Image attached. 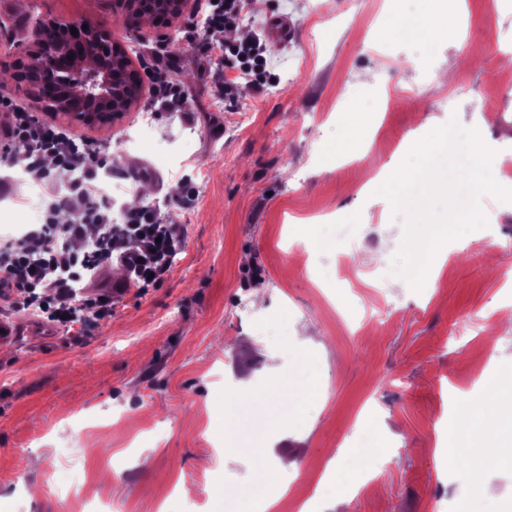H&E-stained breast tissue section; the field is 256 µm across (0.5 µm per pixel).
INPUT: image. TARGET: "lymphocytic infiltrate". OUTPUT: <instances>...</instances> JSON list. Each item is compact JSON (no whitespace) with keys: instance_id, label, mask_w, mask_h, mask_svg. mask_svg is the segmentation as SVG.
Listing matches in <instances>:
<instances>
[{"instance_id":"f902f5d3","label":"lymphocytic infiltrate","mask_w":512,"mask_h":512,"mask_svg":"<svg viewBox=\"0 0 512 512\" xmlns=\"http://www.w3.org/2000/svg\"><path fill=\"white\" fill-rule=\"evenodd\" d=\"M206 56L224 65L212 87L215 97L234 100L240 91L239 74L250 77L252 91H261L274 75L267 65L265 48L259 40L234 43H204ZM9 134L25 145L23 159L29 169H40L44 158L71 169L91 164L96 151L89 142L78 143L62 130L41 124L24 110H16ZM78 209L79 221L61 224L57 216ZM93 247H86V239ZM182 246L175 222L142 207L129 212L122 224L111 221L107 208L97 205L84 181H75L69 194L49 205L45 223L22 237L0 243V283L24 293L29 305L39 308L59 325L89 326L112 314V297L102 293L78 296L75 284L99 268L119 262L126 271L127 288H151L169 272L173 257Z\"/></svg>"}]
</instances>
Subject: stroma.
Listing matches in <instances>:
<instances>
[{"instance_id":"1","label":"stroma","mask_w":512,"mask_h":512,"mask_svg":"<svg viewBox=\"0 0 512 512\" xmlns=\"http://www.w3.org/2000/svg\"><path fill=\"white\" fill-rule=\"evenodd\" d=\"M452 39L382 37L387 18L417 19L410 0H255L239 25L261 38L276 91H246L216 106L221 66L203 41L227 42L203 15L129 30L110 0H0V130L14 108L94 143L100 169L129 187L113 211L155 205L184 235L165 280L117 302L111 318L78 338L23 334L0 342V512H78L66 493L88 474L93 505L118 512H256L258 479L285 488L272 512H512V332L496 321L512 308V202L486 195L493 227L447 244L436 279L414 291L391 266L404 232L376 195L381 167L398 168L414 139L457 119L492 149L512 145V0H440ZM287 18L288 42L272 37ZM108 29L143 78L137 105L89 126L36 106L18 87L40 22ZM185 58L179 80L188 114L169 111L152 89L165 66L145 44ZM368 110L361 151L343 148L356 111ZM151 115L147 139L135 129ZM0 134V237L38 224L26 205L67 187L57 169L29 177L12 165ZM360 249L335 276L334 225ZM493 403V445L502 469L476 482L436 445L447 426L469 440L477 410ZM238 462L223 464L225 444ZM359 447L392 448L373 473L338 464ZM215 463L198 467L199 451Z\"/></svg>"}]
</instances>
